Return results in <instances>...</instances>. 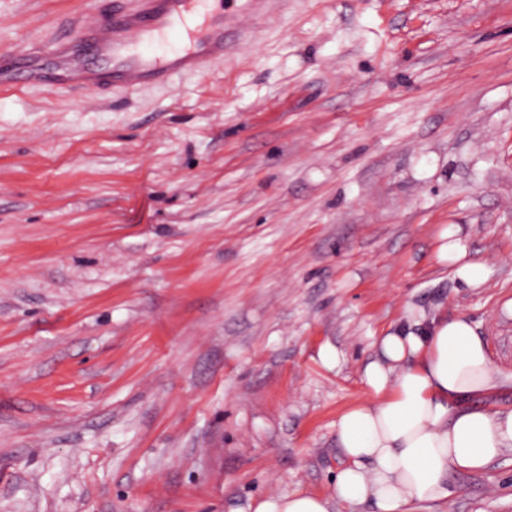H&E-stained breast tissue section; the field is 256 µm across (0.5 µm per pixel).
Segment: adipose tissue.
<instances>
[{"label":"adipose tissue","instance_id":"obj_1","mask_svg":"<svg viewBox=\"0 0 512 512\" xmlns=\"http://www.w3.org/2000/svg\"><path fill=\"white\" fill-rule=\"evenodd\" d=\"M407 327L379 338L363 371L371 400L342 413L336 441L347 460L329 493L270 495L253 512H411L448 496L451 471L485 468L512 448V409L477 404L499 384L484 341L463 316L410 308Z\"/></svg>","mask_w":512,"mask_h":512}]
</instances>
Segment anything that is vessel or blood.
<instances>
[{"label": "vessel or blood", "mask_w": 512, "mask_h": 512, "mask_svg": "<svg viewBox=\"0 0 512 512\" xmlns=\"http://www.w3.org/2000/svg\"><path fill=\"white\" fill-rule=\"evenodd\" d=\"M206 0H101L84 11L74 38L50 49L31 47L0 68V86L18 81L102 90L165 84L179 73L200 72L228 49L224 14ZM52 68H45L44 53ZM96 55L100 66L86 62Z\"/></svg>", "instance_id": "vessel-or-blood-1"}]
</instances>
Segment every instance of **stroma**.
Returning a JSON list of instances; mask_svg holds the SVG:
<instances>
[{"label": "stroma", "instance_id": "obj_1", "mask_svg": "<svg viewBox=\"0 0 512 512\" xmlns=\"http://www.w3.org/2000/svg\"><path fill=\"white\" fill-rule=\"evenodd\" d=\"M88 2L0 0V55ZM224 14L223 61L172 84L0 90V512L329 492L409 304L467 317L512 407V0ZM448 490L414 512H512V449Z\"/></svg>", "mask_w": 512, "mask_h": 512}]
</instances>
